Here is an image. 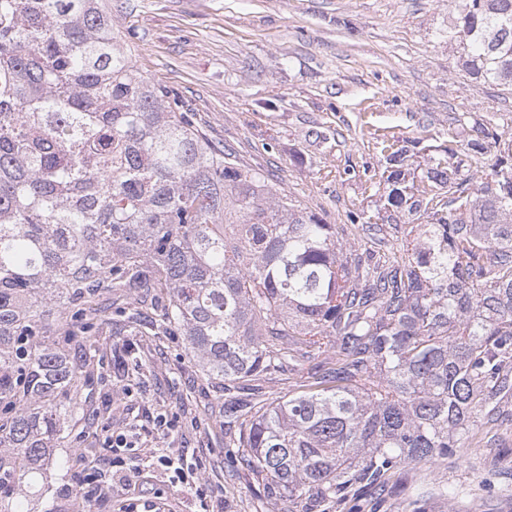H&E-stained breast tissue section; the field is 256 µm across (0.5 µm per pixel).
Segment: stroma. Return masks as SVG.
Here are the masks:
<instances>
[{
	"label": "stroma",
	"mask_w": 512,
	"mask_h": 512,
	"mask_svg": "<svg viewBox=\"0 0 512 512\" xmlns=\"http://www.w3.org/2000/svg\"><path fill=\"white\" fill-rule=\"evenodd\" d=\"M112 22L140 73L195 112L201 130L271 184L337 225L344 244L372 257L397 254L366 225L383 206L377 182L386 157L377 143L399 140L419 161L478 126L512 140V90L475 80L445 37L459 0H111ZM114 301L112 328L87 337L97 408L73 420L55 463L23 488L32 512H202L223 498L227 512H286L261 485L224 466V399L177 336H136ZM82 349V350H85ZM81 349L67 346L71 359ZM177 415L173 446L206 466L203 492L143 469L101 496L103 472L126 465L109 436L157 413ZM382 498L350 490L337 512H512V421L464 438L445 461L398 471Z\"/></svg>",
	"instance_id": "obj_1"
}]
</instances>
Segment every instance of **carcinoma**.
Here are the masks:
<instances>
[{
    "mask_svg": "<svg viewBox=\"0 0 512 512\" xmlns=\"http://www.w3.org/2000/svg\"><path fill=\"white\" fill-rule=\"evenodd\" d=\"M448 34L473 77L512 88V0H463ZM401 252L371 262L336 225L211 143L138 73L108 0H0V512L56 453L85 378L59 342L110 324L103 293L153 294L224 392V460L288 512L457 454L512 395V141L470 184L442 149L408 178L382 140ZM294 392L261 404V383Z\"/></svg>",
    "mask_w": 512,
    "mask_h": 512,
    "instance_id": "carcinoma-1",
    "label": "carcinoma"
}]
</instances>
